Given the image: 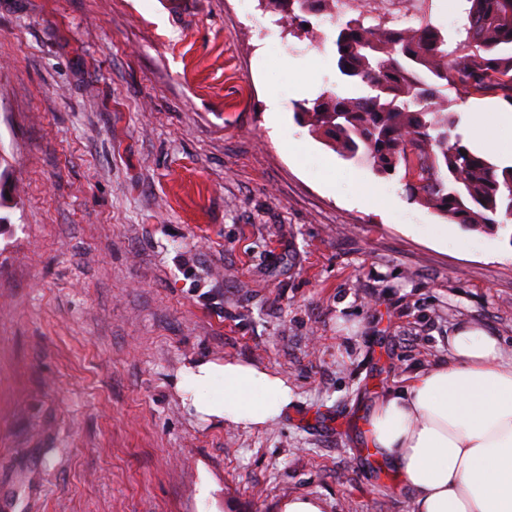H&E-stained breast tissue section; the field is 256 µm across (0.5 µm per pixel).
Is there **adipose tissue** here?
Listing matches in <instances>:
<instances>
[{
	"label": "adipose tissue",
	"instance_id": "1",
	"mask_svg": "<svg viewBox=\"0 0 512 512\" xmlns=\"http://www.w3.org/2000/svg\"><path fill=\"white\" fill-rule=\"evenodd\" d=\"M177 387L202 420L253 429L292 401L283 377L233 360H192ZM367 428L413 512H512V357L497 337L457 328L447 360L383 393Z\"/></svg>",
	"mask_w": 512,
	"mask_h": 512
}]
</instances>
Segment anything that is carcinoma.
I'll use <instances>...</instances> for the list:
<instances>
[{
	"label": "carcinoma",
	"instance_id": "cac0c4a2",
	"mask_svg": "<svg viewBox=\"0 0 512 512\" xmlns=\"http://www.w3.org/2000/svg\"><path fill=\"white\" fill-rule=\"evenodd\" d=\"M263 0L293 34L332 0ZM455 46L431 20L369 24L360 9L337 24L336 69L360 94L319 96L295 119L338 156L405 182L408 200L469 230L512 222V164L473 150L453 107L490 98L512 108V0H464Z\"/></svg>",
	"mask_w": 512,
	"mask_h": 512
}]
</instances>
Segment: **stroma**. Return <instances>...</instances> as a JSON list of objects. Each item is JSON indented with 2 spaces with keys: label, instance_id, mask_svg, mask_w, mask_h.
Masks as SVG:
<instances>
[{
  "label": "stroma",
  "instance_id": "obj_1",
  "mask_svg": "<svg viewBox=\"0 0 512 512\" xmlns=\"http://www.w3.org/2000/svg\"><path fill=\"white\" fill-rule=\"evenodd\" d=\"M334 32L258 0H0V512H411L364 422L458 324L512 355V229L441 220L295 121L355 93ZM195 357L293 401L200 422Z\"/></svg>",
  "mask_w": 512,
  "mask_h": 512
}]
</instances>
